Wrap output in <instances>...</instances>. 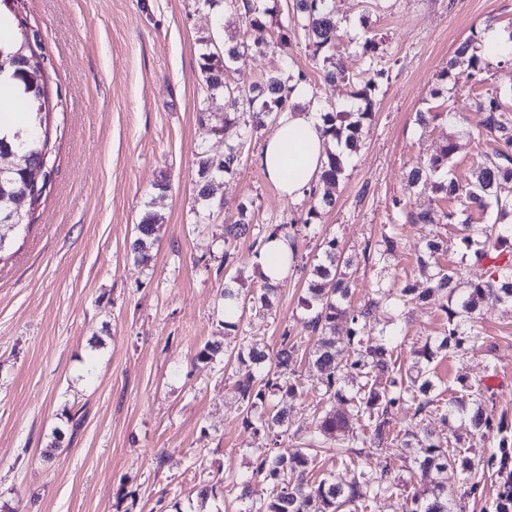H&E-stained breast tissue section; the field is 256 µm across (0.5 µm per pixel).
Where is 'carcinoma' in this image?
<instances>
[{
  "mask_svg": "<svg viewBox=\"0 0 512 512\" xmlns=\"http://www.w3.org/2000/svg\"><path fill=\"white\" fill-rule=\"evenodd\" d=\"M203 4L239 12L251 27H262L267 19L281 15L280 0H202ZM291 11L278 22V43L286 44L300 35L314 59L321 61L323 79L329 83L348 82L353 86V101L336 107L329 104L320 111L322 133L337 143L339 150L327 154L320 178L309 193L311 206L306 218L298 219L309 229L319 210L332 208L330 193L320 187L335 185L344 174L348 157L361 143L362 129L372 119V95L389 79L387 62L378 52L374 35L352 38L349 46L362 61L356 72L347 71L335 59L336 40L342 37L336 17V0H290ZM16 23L11 41L0 43V76L9 78L26 103L27 112L20 123L0 127V153L13 152L21 158L36 159L49 149L45 133L48 113L42 111L41 89L29 78V71L14 66L16 52L28 39L40 57L41 43L37 31L22 28L16 10L8 9ZM482 31H474L456 47L441 80L456 89L461 73L472 85L480 86L489 71L485 57L476 53ZM198 69L206 97L204 108L210 109L214 99L222 97L233 107L225 113L224 125L209 126L205 118L200 125L208 135L227 134L241 127L247 135H256L277 122L292 107L291 87L279 73H270L259 83L241 81L251 46L244 40L219 39L209 32L198 38ZM472 100L482 119L478 136L491 145L480 155L470 176L460 182L447 170L457 152L453 139L443 144L439 154L428 162H418L408 172L410 184L430 190L448 203L437 215L427 209L402 208L409 224H458L462 244L461 268H441L435 256L443 249L434 236L418 257V268L424 280H406L388 289L377 290V297L359 306L351 305V281L340 267L347 265L336 238L326 237L320 244L318 263L311 270L309 299L306 306L312 315L306 322L318 335L310 351L313 367L319 372L320 414L309 431L308 443L285 455L281 442L290 435L291 410L286 398L294 391L300 346L283 336L281 348L270 355L258 344L240 335L241 318L224 320V335L237 341L224 354L247 372L234 382V390L242 407L245 424L265 432L268 446L253 449L251 478L261 482L266 495L246 512H370L377 499L393 494L399 488L395 466L386 463L378 472L364 469L360 448H400L413 456L420 481L404 498L402 512H456L448 504L447 486L442 475L457 464L455 450L448 448L445 436L425 431L393 427L391 414L407 406L419 416L429 408L443 409L459 416L460 427L476 433L495 448H511L512 436L504 433V425L493 424L486 406L481 383L471 384L459 396L442 400L445 391L433 379L431 364L442 353L458 352L468 342L463 327L480 310L481 304L493 298L512 306V86L490 87L473 93ZM244 143L228 139L224 144V160L217 165L214 156L197 153L196 202L200 205V222L209 219L216 207L211 182L237 174L243 160ZM28 188L25 170H14L0 176V216L11 212L19 192ZM158 214L145 212L136 224V237L131 246L134 260L147 264L155 244ZM250 232L247 207L242 205L237 218L224 224V243ZM399 237L395 228L382 234L374 247V263L388 269L395 255ZM438 304L448 317L443 336L426 341L411 352L410 361H400L397 345L391 336H373L368 326L381 305L405 307L412 303ZM349 324L347 344L336 337L340 323ZM332 453L336 470L348 476L336 480L332 473L317 478L312 464L321 449Z\"/></svg>",
  "mask_w": 512,
  "mask_h": 512,
  "instance_id": "carcinoma-1",
  "label": "carcinoma"
}]
</instances>
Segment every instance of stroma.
Wrapping results in <instances>:
<instances>
[{"mask_svg": "<svg viewBox=\"0 0 512 512\" xmlns=\"http://www.w3.org/2000/svg\"><path fill=\"white\" fill-rule=\"evenodd\" d=\"M341 31L336 55L349 70L358 57L350 36H381L391 77L376 90L374 117L363 145L331 192L334 208L321 211L308 233L297 234V262L280 283L268 312L244 313L249 339L276 352L282 334L304 349L315 338L304 324L309 272L324 237L336 236L350 262L353 304L371 298L380 268L366 249L390 225L400 244L391 260L399 276L418 277L426 240L447 243L436 262L461 264L454 224H409L393 207L402 200L435 207L431 192L409 187V164L429 159L455 138L452 173L468 175L489 146L479 141L480 115L460 120L439 113L427 130L417 111L432 106V89L456 45L472 28L512 29V0H338ZM27 24L38 30L49 58V90H61L54 116L57 160L29 231L14 235L18 252L0 262V504L13 512H242V480L263 435L243 422L224 357L200 361L206 344L224 340L225 289L253 295L262 286L254 234L292 224L309 202L280 195L259 164L265 139L244 148L240 172L222 179V207L206 223L196 211V154L224 152L223 136L203 135L204 98L197 39L207 32L265 42L276 22L247 27L237 12L215 11L197 0H18ZM305 73L310 107L349 100L344 82L328 84L302 39L284 52L253 54L245 78L271 71ZM168 190L158 193L156 184ZM246 206L253 232L224 244V219ZM160 217L148 264L130 252L144 211ZM465 351L432 365L443 385L482 381L494 420L512 427V308L487 300ZM376 329L397 336L401 359L448 327L433 304L411 306L407 316L379 310ZM317 373L297 372L288 399L300 447L317 420ZM85 421L72 432L67 417ZM61 448L49 452L55 432ZM462 454L485 461L478 477L462 468L446 475L448 497L463 512H494L497 464L488 442L463 439Z\"/></svg>", "mask_w": 512, "mask_h": 512, "instance_id": "1", "label": "stroma"}]
</instances>
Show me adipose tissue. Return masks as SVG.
<instances>
[{
  "mask_svg": "<svg viewBox=\"0 0 512 512\" xmlns=\"http://www.w3.org/2000/svg\"><path fill=\"white\" fill-rule=\"evenodd\" d=\"M312 97L308 84L293 87V109L281 114L266 139L260 163L282 196L294 201L305 199L318 178L326 158L328 143L320 132L318 112L306 109Z\"/></svg>",
  "mask_w": 512,
  "mask_h": 512,
  "instance_id": "1",
  "label": "adipose tissue"
}]
</instances>
